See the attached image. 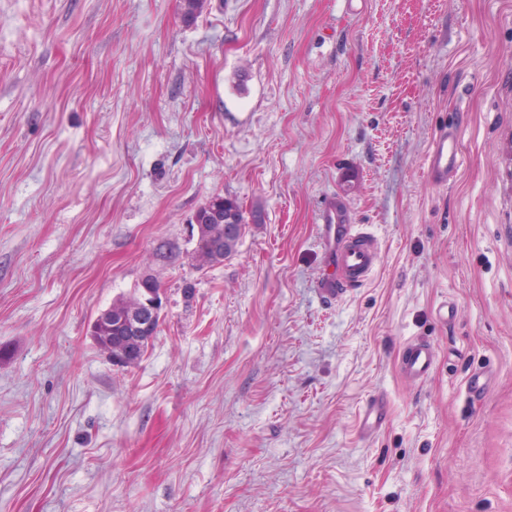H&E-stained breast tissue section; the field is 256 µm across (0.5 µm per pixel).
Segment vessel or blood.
Instances as JSON below:
<instances>
[{"instance_id": "vessel-or-blood-1", "label": "vessel or blood", "mask_w": 512, "mask_h": 512, "mask_svg": "<svg viewBox=\"0 0 512 512\" xmlns=\"http://www.w3.org/2000/svg\"><path fill=\"white\" fill-rule=\"evenodd\" d=\"M459 165L456 136L441 128L427 157V176L435 185H444ZM318 242L325 258V268L316 282L319 297L327 302L340 300L348 291L362 287L375 272L379 246L362 225L356 224L345 195L328 196L318 215ZM437 362V353L423 341L407 344L400 371L404 378L420 382L426 379ZM389 419L384 394L371 396L359 411L358 428L369 437L378 433Z\"/></svg>"}]
</instances>
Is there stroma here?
<instances>
[{"label":"stroma","instance_id":"35a3bbf8","mask_svg":"<svg viewBox=\"0 0 512 512\" xmlns=\"http://www.w3.org/2000/svg\"><path fill=\"white\" fill-rule=\"evenodd\" d=\"M181 13L0 0V512H512V0ZM444 124L460 163L435 186ZM341 189L381 258L326 304ZM218 194L262 220L199 269ZM147 275L159 333L114 366L91 325ZM437 362V353L423 341H413L405 347L400 371L404 378L421 382L431 373ZM389 407L384 394L371 396L359 411L358 428L361 435L370 437L388 422Z\"/></svg>","mask_w":512,"mask_h":512}]
</instances>
